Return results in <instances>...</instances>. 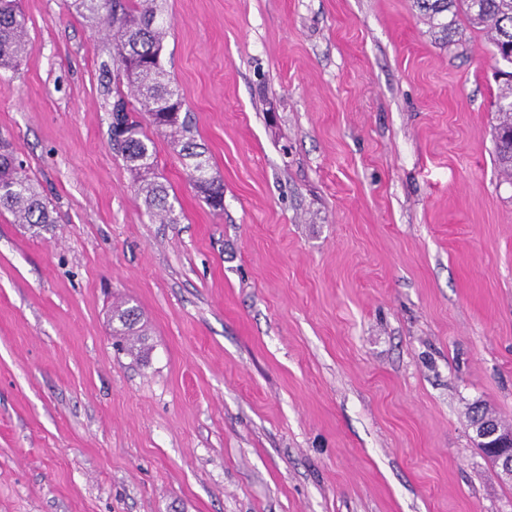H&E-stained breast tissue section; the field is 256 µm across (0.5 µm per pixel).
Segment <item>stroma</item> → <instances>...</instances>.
I'll return each instance as SVG.
<instances>
[{
	"instance_id": "1",
	"label": "stroma",
	"mask_w": 512,
	"mask_h": 512,
	"mask_svg": "<svg viewBox=\"0 0 512 512\" xmlns=\"http://www.w3.org/2000/svg\"><path fill=\"white\" fill-rule=\"evenodd\" d=\"M0 140L47 199L0 213V512H512L471 409L512 428V179L481 28L410 0H163V64L224 184L168 136L147 212L110 140L112 43L21 0ZM138 306L145 352L117 351ZM118 323L114 326V323ZM141 322V313L137 306H126V303H120L112 306V336L122 337L136 335L137 340L145 336Z\"/></svg>"
}]
</instances>
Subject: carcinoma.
<instances>
[{
  "instance_id": "carcinoma-1",
  "label": "carcinoma",
  "mask_w": 512,
  "mask_h": 512,
  "mask_svg": "<svg viewBox=\"0 0 512 512\" xmlns=\"http://www.w3.org/2000/svg\"><path fill=\"white\" fill-rule=\"evenodd\" d=\"M78 14L105 26L115 50L119 72L132 87L139 111L149 124L169 135L184 160L190 179L216 211L224 210V184L213 176L210 158L189 136L187 120L180 118L183 98L171 88L162 64L167 22L158 0H73ZM413 6L430 23L451 33L458 15L484 28L493 55L512 47V0H413ZM27 51V20L19 0H0V69L16 67ZM113 94L111 82L103 85ZM112 104V138L131 170L138 175V192L148 213L162 223H176L169 187L152 177L155 156L153 139L143 126L130 119L127 101L116 92ZM497 127L512 131V99L504 94L496 103ZM496 163L512 177V139L497 145ZM0 210L10 212L15 223L41 230L55 223L53 211L38 186L26 174L12 151L0 148ZM112 335L142 336L141 313L136 306H112Z\"/></svg>"
}]
</instances>
